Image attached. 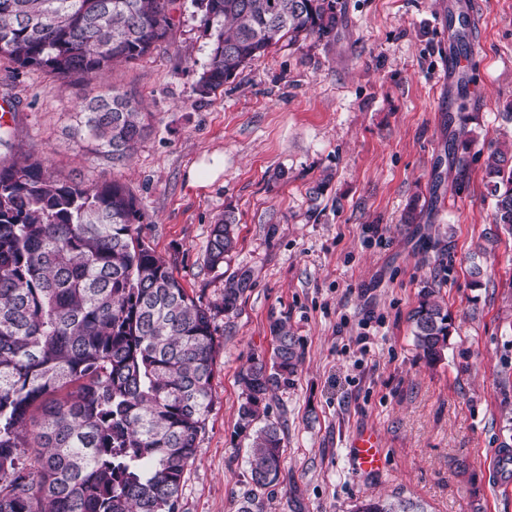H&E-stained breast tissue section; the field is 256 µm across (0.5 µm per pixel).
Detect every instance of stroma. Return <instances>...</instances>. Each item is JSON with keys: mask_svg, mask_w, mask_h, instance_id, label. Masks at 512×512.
Returning a JSON list of instances; mask_svg holds the SVG:
<instances>
[{"mask_svg": "<svg viewBox=\"0 0 512 512\" xmlns=\"http://www.w3.org/2000/svg\"><path fill=\"white\" fill-rule=\"evenodd\" d=\"M174 18L167 42L106 77L154 114L129 165L75 145L81 86L2 61L0 93L16 106L17 151H39L56 174L132 190L143 237L195 299L214 303L229 276L252 272L239 311L215 318L214 404L182 512H236L250 470L234 433L238 373L251 354H270L277 319L303 360L269 401L285 467L267 512H350L395 493L428 512H512V481L491 474L512 446V235L491 222L483 171L488 144L512 143V0H346L335 39L280 41L203 100L192 87L210 38L191 0H177ZM460 27L474 47L463 112L456 78L438 80ZM215 152L223 175L193 186L191 170ZM412 203L420 219L403 223ZM227 213L237 245L213 269L210 226ZM425 288L455 323L433 366L409 322ZM367 428L384 448L374 473L349 454Z\"/></svg>", "mask_w": 512, "mask_h": 512, "instance_id": "1", "label": "stroma"}]
</instances>
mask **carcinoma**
Instances as JSON below:
<instances>
[{"mask_svg": "<svg viewBox=\"0 0 512 512\" xmlns=\"http://www.w3.org/2000/svg\"><path fill=\"white\" fill-rule=\"evenodd\" d=\"M176 0H0V61L85 87L73 138L127 164L151 127L104 75L166 41ZM211 38L193 86L206 98L282 38L331 39L344 0H191ZM0 512H180L187 467L213 405L217 313L238 311L252 285L233 273L220 301L190 296L141 234L138 198L114 181H75L17 155L0 136ZM492 223L512 234V151L487 148ZM235 247L230 215L211 227L206 263ZM425 361L442 360L453 318L422 291L409 316ZM269 356L251 355L235 434L247 441L248 489L237 512H266L284 465V433L268 420L273 393L302 363L283 321ZM352 512H427L401 496Z\"/></svg>", "mask_w": 512, "mask_h": 512, "instance_id": "obj_1", "label": "carcinoma"}]
</instances>
